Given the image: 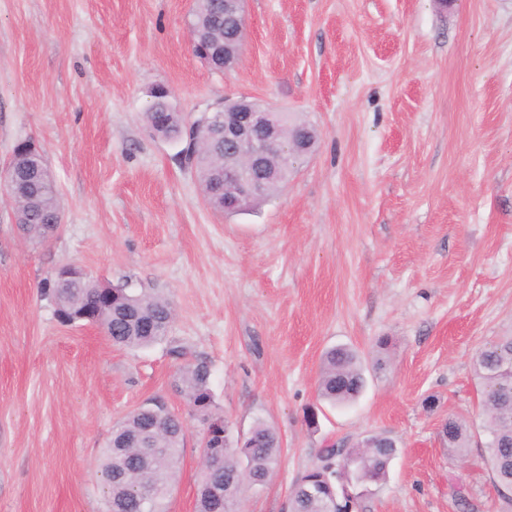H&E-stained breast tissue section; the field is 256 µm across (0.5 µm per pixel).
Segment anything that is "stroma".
Here are the masks:
<instances>
[{
    "instance_id": "35a3bbf8",
    "label": "stroma",
    "mask_w": 512,
    "mask_h": 512,
    "mask_svg": "<svg viewBox=\"0 0 512 512\" xmlns=\"http://www.w3.org/2000/svg\"><path fill=\"white\" fill-rule=\"evenodd\" d=\"M191 8L0 0V170L33 141L64 215L25 239L0 186V512H106L100 453L156 396L185 417L168 510L195 512L203 430L180 361L60 325L38 284L67 263L169 297L170 342L208 358L233 432L278 431L274 476L237 512H288L324 441L375 433L397 454L360 512H512L480 449L451 455L440 435L458 416L483 440L473 363L512 327V0H249L226 73L192 54ZM157 85L190 121L228 97L275 106L315 149L277 195L217 213L144 121ZM335 345L367 378L343 408L316 392Z\"/></svg>"
}]
</instances>
